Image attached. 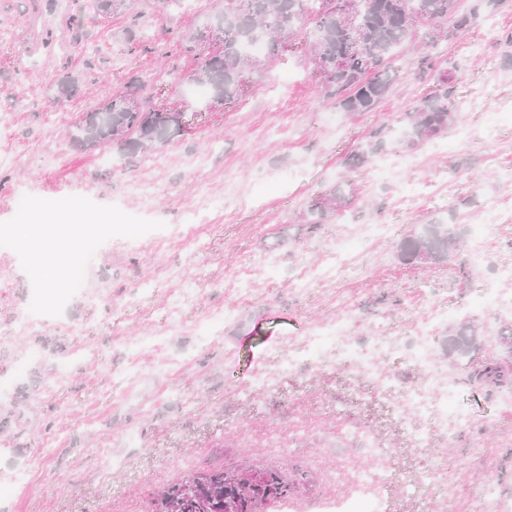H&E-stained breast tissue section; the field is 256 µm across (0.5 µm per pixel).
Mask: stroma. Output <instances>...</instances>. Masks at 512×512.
I'll return each mask as SVG.
<instances>
[{
    "mask_svg": "<svg viewBox=\"0 0 512 512\" xmlns=\"http://www.w3.org/2000/svg\"><path fill=\"white\" fill-rule=\"evenodd\" d=\"M223 9L224 0H131L144 45L133 53L127 15L102 18L95 0H0V486H18L0 512H159V491L186 473L270 469L295 487L259 512H316L323 499L350 496L371 463L356 431L385 450L381 512H486L489 484L512 500V405L465 381L462 424L401 416L341 357L315 366L307 338L340 315L361 344L425 332L436 365L455 373L445 347L470 321L483 336L469 370L499 357L502 322L482 303L496 268L512 266V224L487 223L483 268L467 233L490 201L512 200V123H487L512 101V0L480 9L451 41L434 40V25L417 28L391 62L388 94L363 114L324 96L304 50L308 30L297 49L246 73L241 98L212 107L188 88L167 37ZM66 74L78 91L54 101L49 83ZM131 74L151 86L145 110L183 112L182 132L133 156L112 143L76 146L87 109ZM489 79L495 95L458 113L445 147H403L404 118L434 84L447 81L459 100ZM377 130L408 166L394 176L374 163L348 170L345 156ZM346 180L352 204L314 224L315 197ZM132 182L150 185L152 210L128 192ZM21 193L76 201L87 222H112L84 247L38 254L6 231L21 218ZM435 219L456 239L447 261H404L401 243ZM365 224L386 225V236L352 256L339 281L294 290L310 262ZM271 257L280 272H264ZM77 259L81 278L65 280L57 301L45 269ZM37 288L46 311L15 330ZM440 313L447 323L426 330ZM260 376L272 388L242 397ZM434 467L440 477L425 479Z\"/></svg>",
    "mask_w": 512,
    "mask_h": 512,
    "instance_id": "stroma-1",
    "label": "stroma"
}]
</instances>
